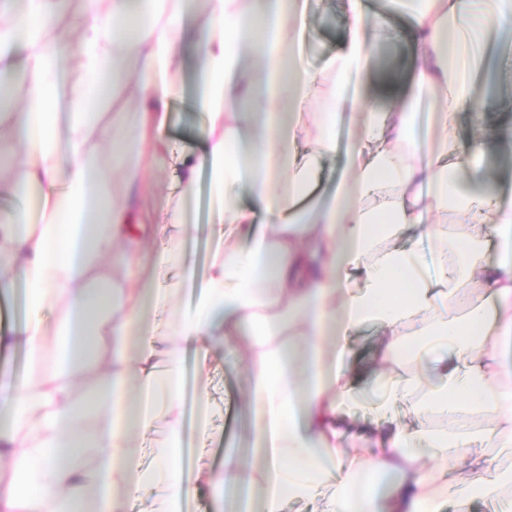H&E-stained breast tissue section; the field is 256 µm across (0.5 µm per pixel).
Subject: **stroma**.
Wrapping results in <instances>:
<instances>
[{
  "label": "stroma",
  "instance_id": "obj_1",
  "mask_svg": "<svg viewBox=\"0 0 512 512\" xmlns=\"http://www.w3.org/2000/svg\"><path fill=\"white\" fill-rule=\"evenodd\" d=\"M307 22L317 33L316 39L305 42V62L313 69L319 68L341 46L348 25L342 0H307ZM373 52L381 71L407 75L412 64L409 41L391 42L382 35L371 38ZM461 145H468L480 138L486 151L475 161L483 178L497 185L503 202H512V156L500 155L499 138H512V106L494 104L486 112H460L455 116L451 129ZM198 114L192 96L174 102L168 113L167 133L162 146L164 165L145 161V183L134 209L135 221L144 224L163 223L166 199L172 192L179 171L175 158L184 152L199 150ZM209 413L207 429H200L195 422V405H186L185 437L189 450L188 464L191 473L217 469L224 464V450L232 445H244L249 420L242 409L245 391L243 366L225 363L223 356H216L207 373Z\"/></svg>",
  "mask_w": 512,
  "mask_h": 512
}]
</instances>
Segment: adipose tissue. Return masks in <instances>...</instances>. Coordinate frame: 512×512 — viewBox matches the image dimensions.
<instances>
[{
	"label": "adipose tissue",
	"instance_id": "ef3b65f1",
	"mask_svg": "<svg viewBox=\"0 0 512 512\" xmlns=\"http://www.w3.org/2000/svg\"><path fill=\"white\" fill-rule=\"evenodd\" d=\"M210 18L196 42L202 77V154L183 171L164 224L132 223L142 158L161 142L171 101L183 98L180 49L193 4ZM342 48L304 68L308 26L299 0H24L0 11V103L26 50V95L0 122V186L34 209H0V292L21 316L0 348L25 354L0 372V512H184V355L205 374L214 354H245L248 451L227 450L205 473L216 503L244 490L245 512L290 501L323 512H442L497 501L512 512V204L487 181L457 178L484 143L459 147L454 116L488 100L471 76L483 56L476 28L512 31V0L476 14L473 0H418L410 75L388 78L378 111L346 97L368 68L372 34L397 35L387 4L345 0ZM67 26H59V18ZM76 62L80 75L66 74ZM124 86L138 101L116 112L108 140L99 106ZM440 90L435 154L422 150L415 110ZM315 125L302 114L312 100ZM346 150L351 186L316 198L325 158ZM210 178L208 275L196 284L180 245L198 171ZM449 214L423 224L422 210ZM422 224L434 262L401 245ZM178 269L157 287L146 265ZM190 309L172 299L188 288ZM166 320L151 317L156 309ZM379 325L381 366L360 378L355 333ZM441 337L432 376L417 342ZM386 386L376 425L346 410ZM402 408L406 421L393 418ZM162 424L156 467L138 462L134 435Z\"/></svg>",
	"mask_w": 512,
	"mask_h": 512
}]
</instances>
